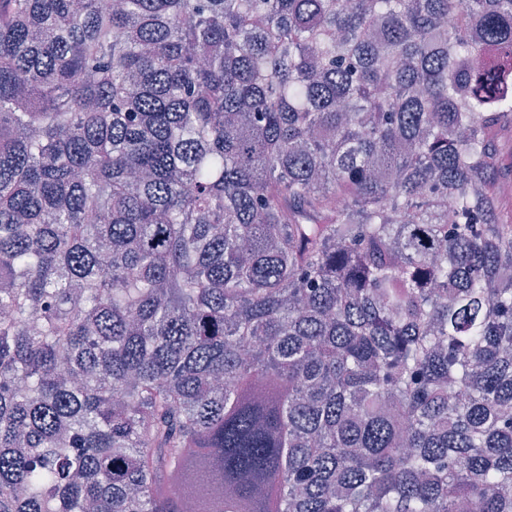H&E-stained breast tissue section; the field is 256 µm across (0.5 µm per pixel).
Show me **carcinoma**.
<instances>
[{
    "label": "carcinoma",
    "mask_w": 512,
    "mask_h": 512,
    "mask_svg": "<svg viewBox=\"0 0 512 512\" xmlns=\"http://www.w3.org/2000/svg\"><path fill=\"white\" fill-rule=\"evenodd\" d=\"M512 0H0V512H512Z\"/></svg>",
    "instance_id": "obj_1"
}]
</instances>
